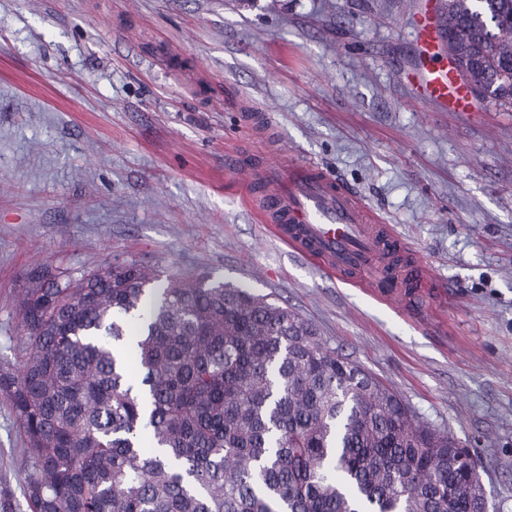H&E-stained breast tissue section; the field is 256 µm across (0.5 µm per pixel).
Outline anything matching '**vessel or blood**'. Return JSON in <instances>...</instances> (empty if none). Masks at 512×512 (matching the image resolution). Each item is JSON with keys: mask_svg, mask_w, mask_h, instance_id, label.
<instances>
[{"mask_svg": "<svg viewBox=\"0 0 512 512\" xmlns=\"http://www.w3.org/2000/svg\"><path fill=\"white\" fill-rule=\"evenodd\" d=\"M442 10V0H423L412 16L419 58L413 86L444 111L468 112L473 108L469 87L452 60L439 56ZM245 188L261 222L330 275L409 309L426 297L428 268L351 191L322 170L294 160L285 168L265 169Z\"/></svg>", "mask_w": 512, "mask_h": 512, "instance_id": "1", "label": "vessel or blood"}]
</instances>
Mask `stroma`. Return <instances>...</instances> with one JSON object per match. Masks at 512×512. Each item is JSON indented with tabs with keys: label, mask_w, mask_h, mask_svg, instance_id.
Returning a JSON list of instances; mask_svg holds the SVG:
<instances>
[{
	"label": "stroma",
	"mask_w": 512,
	"mask_h": 512,
	"mask_svg": "<svg viewBox=\"0 0 512 512\" xmlns=\"http://www.w3.org/2000/svg\"><path fill=\"white\" fill-rule=\"evenodd\" d=\"M409 0H0V370L31 271L136 259L288 305L469 448L512 512V107L417 94ZM262 112L272 133L249 128ZM289 156L430 269L417 317L296 257L227 167ZM0 396V512H27Z\"/></svg>",
	"instance_id": "1"
}]
</instances>
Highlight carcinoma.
<instances>
[{
  "label": "carcinoma",
  "instance_id": "1",
  "mask_svg": "<svg viewBox=\"0 0 512 512\" xmlns=\"http://www.w3.org/2000/svg\"><path fill=\"white\" fill-rule=\"evenodd\" d=\"M445 19L471 93L511 105L512 0ZM15 314L28 512H481L466 449L245 287L42 267Z\"/></svg>",
  "mask_w": 512,
  "mask_h": 512
}]
</instances>
